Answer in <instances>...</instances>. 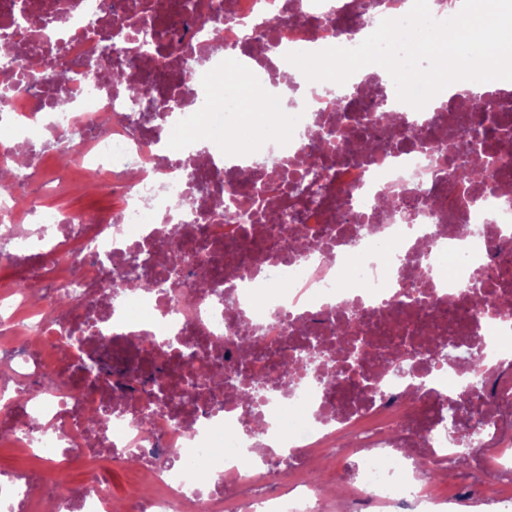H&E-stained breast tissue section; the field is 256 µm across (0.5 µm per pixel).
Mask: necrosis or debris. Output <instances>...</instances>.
<instances>
[{"label": "necrosis or debris", "instance_id": "necrosis-or-debris-1", "mask_svg": "<svg viewBox=\"0 0 512 512\" xmlns=\"http://www.w3.org/2000/svg\"><path fill=\"white\" fill-rule=\"evenodd\" d=\"M0 0V33L14 15L37 19L44 58L59 59L71 94L30 82L0 107L11 142L0 144V223L17 255L40 260L31 286L0 295V445L23 449L44 471H0V512H114L105 474L136 461L145 490L126 512H323L324 460L337 461L346 512H451L486 506L512 512V255L490 241L512 240V133L497 115L438 93L404 109L390 76L355 74L342 107L307 80L287 53L348 48L383 19L403 17L406 0H224L185 17L176 35L159 32L172 0ZM267 29L275 50L256 46ZM148 35L156 64L155 100L170 106L160 125L122 120L124 93L105 71L132 79L143 67L124 49ZM112 56H105V48ZM236 59L258 77L252 119L270 124V99L295 85L300 103L271 124L258 144L238 137L239 115L222 111L224 63ZM191 80H182V73ZM361 122L378 144L374 158L349 140L318 158L323 175L312 197L284 195L288 221L228 224L225 211L255 193L282 163L305 158L317 133ZM496 150L480 153L486 175L451 187L459 139L478 125ZM224 132L221 150L200 155L193 139L172 144L174 127ZM78 132L73 160L56 164L46 140ZM94 178L112 209L96 223L54 206L76 177ZM180 206H173V197ZM469 225L467 235L453 227ZM298 238L297 250L284 243ZM182 251L184 287L108 288L135 251ZM219 263L223 301L198 287L200 269ZM487 296L491 311L476 306ZM67 301V315L58 312ZM368 353L347 359L337 341ZM451 355L433 356L432 337ZM253 341L242 359L239 346ZM112 343V366L135 368L146 390L118 394L112 378L85 384L81 370ZM317 348L333 384L305 367ZM485 375L483 397L460 413L468 433L471 485L439 494L423 467H455L448 404L470 395L473 361ZM408 370V378L397 368ZM56 377L46 390V376ZM273 393L239 399L240 384ZM89 465L87 489H65L51 474Z\"/></svg>", "mask_w": 512, "mask_h": 512}]
</instances>
